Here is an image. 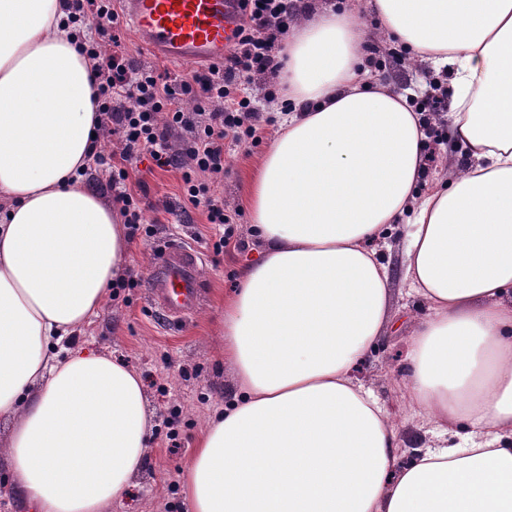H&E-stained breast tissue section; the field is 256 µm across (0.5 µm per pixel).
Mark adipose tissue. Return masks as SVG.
<instances>
[{
  "instance_id": "ef3b65f1",
  "label": "adipose tissue",
  "mask_w": 512,
  "mask_h": 512,
  "mask_svg": "<svg viewBox=\"0 0 512 512\" xmlns=\"http://www.w3.org/2000/svg\"><path fill=\"white\" fill-rule=\"evenodd\" d=\"M382 35L450 69L468 161L419 191L413 93L375 82L353 7L302 10L276 79L290 108L247 207L262 242L224 302L236 393L196 441L185 512H512V0H372ZM94 63L63 0H0V450L24 512H112L154 428L141 377L66 347L126 271L127 231L85 186ZM408 225L428 307L403 392L443 444L401 439L353 370L384 335L375 242Z\"/></svg>"
}]
</instances>
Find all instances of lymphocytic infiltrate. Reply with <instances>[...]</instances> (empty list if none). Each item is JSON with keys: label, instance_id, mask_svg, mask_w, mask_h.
Returning <instances> with one entry per match:
<instances>
[{"label": "lymphocytic infiltrate", "instance_id": "1", "mask_svg": "<svg viewBox=\"0 0 512 512\" xmlns=\"http://www.w3.org/2000/svg\"><path fill=\"white\" fill-rule=\"evenodd\" d=\"M242 23L236 41L220 65H210L171 79L155 72L130 69L124 62L120 15L113 0H73L72 22L85 25L86 52L97 71V99L104 131L117 135L121 150H93L95 165L108 174L112 208L121 216L128 237L144 222L147 191L132 179L129 168L142 155L157 167L182 171L183 191L194 206L205 205L210 223L224 231L213 244L214 254L227 247L243 248L235 237L234 214L219 195L224 186V147L257 144L262 139L261 115L247 93L262 75L274 73L276 53L295 14L293 0H240ZM195 109L183 111L181 96ZM181 129L190 137L183 152H171L168 135Z\"/></svg>", "mask_w": 512, "mask_h": 512}]
</instances>
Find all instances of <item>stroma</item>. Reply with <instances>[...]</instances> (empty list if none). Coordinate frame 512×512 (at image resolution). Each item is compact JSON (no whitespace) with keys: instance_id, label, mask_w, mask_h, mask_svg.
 <instances>
[{"instance_id":"35a3bbf8","label":"stroma","mask_w":512,"mask_h":512,"mask_svg":"<svg viewBox=\"0 0 512 512\" xmlns=\"http://www.w3.org/2000/svg\"><path fill=\"white\" fill-rule=\"evenodd\" d=\"M366 66L372 76L394 87L414 90L421 96H435L436 112L430 113L427 151L431 157L428 180L447 179L453 164L465 163L461 151L448 145V114L453 106V88L448 74H435L430 64L409 61L407 52L396 51L394 43L372 33L366 50ZM251 93L259 108L271 116L265 126V139L255 145L229 144L226 150L224 206L237 212V232L247 239L244 250L230 249L212 263L211 224L204 208L185 207L180 193L181 172L154 168L144 159L139 168L148 185L150 209L145 214L147 231L138 232L131 244L127 265L139 284L122 289L91 325L82 328L70 345L111 354L126 362L144 381L147 401L154 412L153 439L144 468L134 485L112 512H184L178 480L193 454V442L210 413L232 399L234 384L224 365L220 318L224 299L237 286L240 269L261 252L254 240L245 200L250 178L270 144L280 113L274 79L264 78ZM406 225H398L376 250L388 265L393 296L391 313L397 329L381 338L355 372L357 383L370 390L384 405L400 430L402 461L413 458L416 449L437 444L429 426L415 416L401 387L403 364L410 337L427 307L409 289L404 277ZM176 239L198 248L206 259L202 276L207 288L201 308L185 321H167L155 309L148 282L153 253L158 246ZM177 434L180 446L169 449L168 437Z\"/></svg>"}]
</instances>
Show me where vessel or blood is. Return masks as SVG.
Returning <instances> with one entry per match:
<instances>
[{"label":"vessel or blood","instance_id":"obj_1","mask_svg":"<svg viewBox=\"0 0 512 512\" xmlns=\"http://www.w3.org/2000/svg\"><path fill=\"white\" fill-rule=\"evenodd\" d=\"M136 40L162 62L220 64L242 16L238 0H126ZM203 258L171 241L159 251L149 283L154 305L177 322L201 302Z\"/></svg>","mask_w":512,"mask_h":512}]
</instances>
